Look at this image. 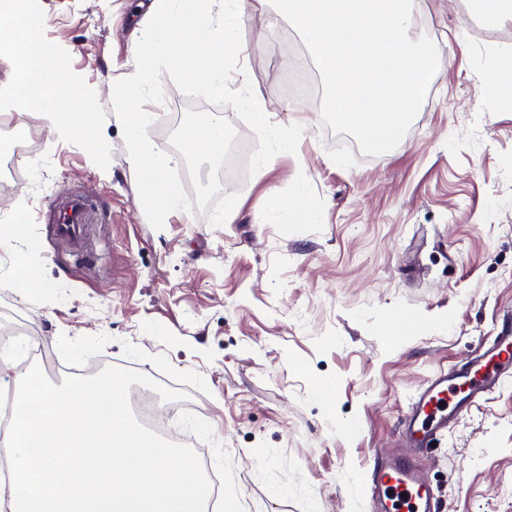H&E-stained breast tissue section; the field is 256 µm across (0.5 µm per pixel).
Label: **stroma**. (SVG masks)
Returning a JSON list of instances; mask_svg holds the SVG:
<instances>
[{"label": "stroma", "instance_id": "1", "mask_svg": "<svg viewBox=\"0 0 512 512\" xmlns=\"http://www.w3.org/2000/svg\"><path fill=\"white\" fill-rule=\"evenodd\" d=\"M137 2L41 0L106 160L0 107V125L36 132L16 159L22 181L0 188V223L26 226L0 246V309L35 326L53 384L104 362L185 386L226 449L243 512H375L353 491L374 453L402 450L418 389L478 354L512 311V106L485 88L493 52L512 50V22L486 25L468 0H421L417 30L450 65L400 144L366 156L325 125L321 92L288 95L273 35L305 44L272 4L256 7L241 28L252 88L301 135L233 185L219 178L223 155L181 158L192 209L157 230L137 207L111 104L133 69ZM161 80L148 135L170 155L203 104ZM302 189L318 221L272 223L273 195ZM69 195L91 205L76 245L51 228ZM228 195L240 209L226 223ZM23 266L40 268L49 290L21 284ZM402 313L422 331L396 335ZM420 464L436 512H512V381L455 419Z\"/></svg>", "mask_w": 512, "mask_h": 512}]
</instances>
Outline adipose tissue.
I'll list each match as a JSON object with an SVG mask.
<instances>
[{
    "label": "adipose tissue",
    "instance_id": "1",
    "mask_svg": "<svg viewBox=\"0 0 512 512\" xmlns=\"http://www.w3.org/2000/svg\"><path fill=\"white\" fill-rule=\"evenodd\" d=\"M35 2L0 0V56L10 67L6 79L0 81V94L18 115H38L56 135L72 138L85 129L76 110L85 94L65 73L60 49L46 39L48 19ZM239 91L255 125L268 131L277 152L291 150L297 129L271 122L264 102L251 93L248 75H241Z\"/></svg>",
    "mask_w": 512,
    "mask_h": 512
}]
</instances>
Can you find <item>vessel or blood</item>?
Listing matches in <instances>:
<instances>
[{
    "label": "vessel or blood",
    "mask_w": 512,
    "mask_h": 512,
    "mask_svg": "<svg viewBox=\"0 0 512 512\" xmlns=\"http://www.w3.org/2000/svg\"><path fill=\"white\" fill-rule=\"evenodd\" d=\"M88 202L75 197L65 202L57 218V235L78 241L87 221ZM512 372V336L497 338L483 355L464 366L439 371L411 400L405 429L411 444L420 451L440 441L451 418L465 411L476 398L486 396ZM364 492L382 512H431L433 486L424 478L414 457L397 455L375 463L366 472Z\"/></svg>",
    "instance_id": "vessel-or-blood-1"
}]
</instances>
